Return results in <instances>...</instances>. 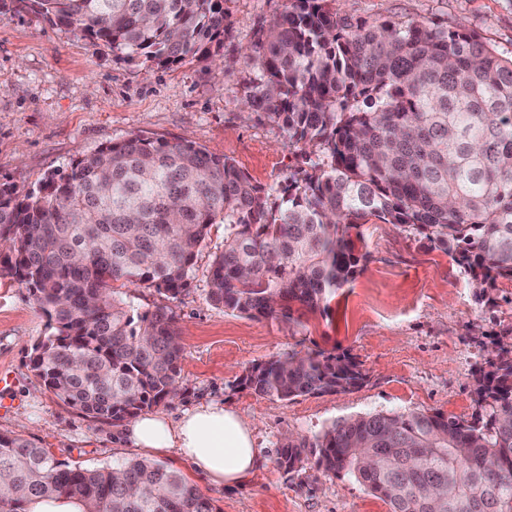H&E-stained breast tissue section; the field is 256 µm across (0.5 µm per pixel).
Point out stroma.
I'll return each instance as SVG.
<instances>
[{"mask_svg": "<svg viewBox=\"0 0 512 512\" xmlns=\"http://www.w3.org/2000/svg\"><path fill=\"white\" fill-rule=\"evenodd\" d=\"M285 0H225L218 59L169 67L119 60L105 46L49 24L27 0L0 10V182L25 188L79 157L132 135L186 139L231 159L265 192L279 194L301 160L287 133L263 115L245 117L256 71L245 56ZM348 24L435 21L474 32L512 52V0H335ZM369 254L355 278L324 310L294 307L290 324L250 319L209 298L211 263L224 248V227L211 225L189 272V286L170 299L133 290L138 312L166 306L184 345L180 395L160 405L176 417L200 401L235 410L263 452L259 469L233 487H217L175 451L134 447L123 425L96 421L60 402L29 368L45 317L28 290L0 280V372L11 375L14 406L0 412V433L23 435L55 459L85 467L137 456L180 471L219 512H388L354 479L307 465L289 473L277 450L291 437L315 439L336 421L368 413L439 412L468 419L474 385L492 343L512 338V281L479 297L454 256L406 227L362 225ZM294 350L349 353L365 384L346 392L290 401L239 385L257 363Z\"/></svg>", "mask_w": 512, "mask_h": 512, "instance_id": "35a3bbf8", "label": "stroma"}]
</instances>
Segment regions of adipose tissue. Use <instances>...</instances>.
Returning a JSON list of instances; mask_svg holds the SVG:
<instances>
[{
	"instance_id": "adipose-tissue-1",
	"label": "adipose tissue",
	"mask_w": 512,
	"mask_h": 512,
	"mask_svg": "<svg viewBox=\"0 0 512 512\" xmlns=\"http://www.w3.org/2000/svg\"><path fill=\"white\" fill-rule=\"evenodd\" d=\"M126 433L137 447L175 450L215 485L239 484L262 461L248 425L220 404L197 405L175 421L144 414L127 424Z\"/></svg>"
}]
</instances>
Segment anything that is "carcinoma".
Returning <instances> with one entry per match:
<instances>
[{
  "label": "carcinoma",
  "mask_w": 512,
  "mask_h": 512,
  "mask_svg": "<svg viewBox=\"0 0 512 512\" xmlns=\"http://www.w3.org/2000/svg\"><path fill=\"white\" fill-rule=\"evenodd\" d=\"M329 0H288L247 53L246 106L324 159L271 197L226 157L133 135L23 190L0 182V279L28 288L46 318L29 367L64 404L119 424L172 400L184 356L167 307L135 313L125 289L175 299L212 224L224 251L210 299L253 319L321 308L368 260L359 228L407 225L455 256L481 295L512 279V55L469 32L384 20L356 29ZM52 25L157 66L224 44V0H28ZM119 287H114V284ZM367 379L347 354L292 351L240 384L292 400ZM470 420L371 413L278 463L343 473L389 512H512V342L476 378ZM219 512L176 470L138 457L86 468L0 434V512Z\"/></svg>",
  "instance_id": "cac0c4a2"
}]
</instances>
